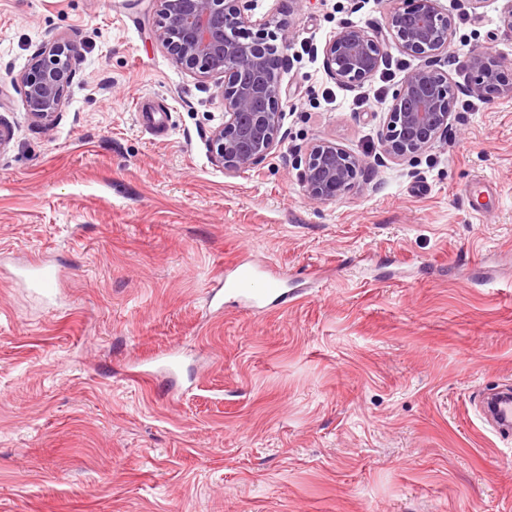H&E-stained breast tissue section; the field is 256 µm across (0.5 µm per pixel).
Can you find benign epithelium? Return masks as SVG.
<instances>
[{
  "label": "benign epithelium",
  "mask_w": 512,
  "mask_h": 512,
  "mask_svg": "<svg viewBox=\"0 0 512 512\" xmlns=\"http://www.w3.org/2000/svg\"><path fill=\"white\" fill-rule=\"evenodd\" d=\"M157 41L174 64L202 78L220 80L224 122L208 140L210 160L226 174L262 163L280 142L283 126L280 49L287 44L285 26L268 18L254 20L244 0H153ZM454 19L438 0H394L384 27L369 32L344 25L323 46L326 72L337 82L361 87L385 62L389 43L425 64L411 71L394 90L380 134L383 155L392 161L412 159L437 144L448 131L455 92L448 73L434 61L448 53ZM78 47L53 36L19 76L30 118L53 125L76 75ZM508 63L481 52L468 63V91L477 97L512 94L503 83ZM299 178L315 203L334 201L353 187L363 160L327 140H317L300 158Z\"/></svg>",
  "instance_id": "benign-epithelium-1"
}]
</instances>
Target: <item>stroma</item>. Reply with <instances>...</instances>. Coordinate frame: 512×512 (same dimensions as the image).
Instances as JSON below:
<instances>
[{"instance_id": "obj_1", "label": "stroma", "mask_w": 512, "mask_h": 512, "mask_svg": "<svg viewBox=\"0 0 512 512\" xmlns=\"http://www.w3.org/2000/svg\"><path fill=\"white\" fill-rule=\"evenodd\" d=\"M439 5L456 104L393 162L397 79L357 90L322 55L389 0H249L288 32L283 139L228 175L207 148L218 82L173 63L150 0H0V512H512V438L477 410L512 389V95L471 98L457 61L512 62V29L505 0ZM54 35L80 55L45 128L15 80ZM361 91L380 102L353 111ZM316 140L364 161L322 204L296 165ZM240 261L287 278V306L214 314ZM36 262L59 271L47 303L18 275ZM171 349L175 372L138 377Z\"/></svg>"}]
</instances>
